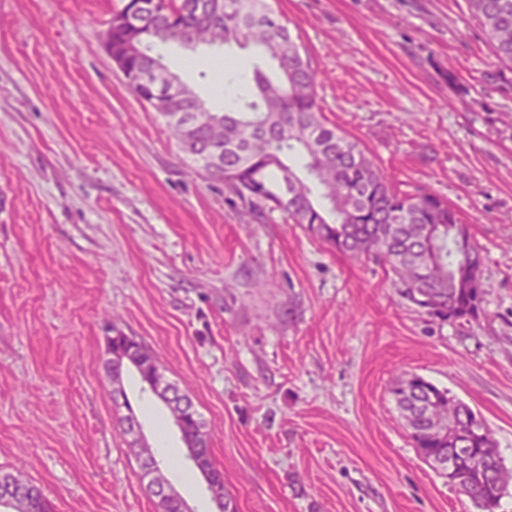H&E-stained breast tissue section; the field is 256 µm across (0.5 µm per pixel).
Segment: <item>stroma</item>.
<instances>
[{
    "mask_svg": "<svg viewBox=\"0 0 512 512\" xmlns=\"http://www.w3.org/2000/svg\"><path fill=\"white\" fill-rule=\"evenodd\" d=\"M326 118L484 256L478 320L404 300L382 267L191 173L104 48L122 0H0V472L54 512H155L105 370L121 330L211 433L237 512H482L414 448L417 375L481 412L512 469V67L466 0H270ZM215 112L251 50L162 47ZM189 512H217L167 407L123 379Z\"/></svg>",
    "mask_w": 512,
    "mask_h": 512,
    "instance_id": "1",
    "label": "stroma"
}]
</instances>
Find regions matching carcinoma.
Masks as SVG:
<instances>
[{"instance_id": "carcinoma-1", "label": "carcinoma", "mask_w": 512, "mask_h": 512, "mask_svg": "<svg viewBox=\"0 0 512 512\" xmlns=\"http://www.w3.org/2000/svg\"><path fill=\"white\" fill-rule=\"evenodd\" d=\"M152 0H130L112 16V54L130 73L168 70L158 47L177 43H235L252 46L275 68L271 78L255 64L256 91L241 95L230 112H213L187 84L162 92L159 113L184 159L194 171L224 185L260 218L279 210L295 224L336 251L365 258L392 276L399 294L427 314L451 321L478 320L483 283L462 287L469 268H483L480 250L467 225L448 201L425 189L400 191L367 155L359 142L328 125L317 97L318 70L291 36L268 0H166L155 10ZM470 14L485 31L499 62L512 64V0H466ZM294 176L292 199L283 183ZM176 405L186 402L183 435L195 448L193 466L210 473L209 491L217 508L235 512L224 477L212 462L210 435L191 398L170 387ZM413 445L436 470H448L450 457L426 425V414L448 421V403H456L455 422L485 423L467 403L413 375L392 387ZM467 448H490L497 469L509 472L493 432H468ZM0 473V498H20L19 512H49V502L35 485L12 484ZM456 490L494 512L506 489L495 481L461 483ZM159 512H185L174 494L158 498Z\"/></svg>"}]
</instances>
